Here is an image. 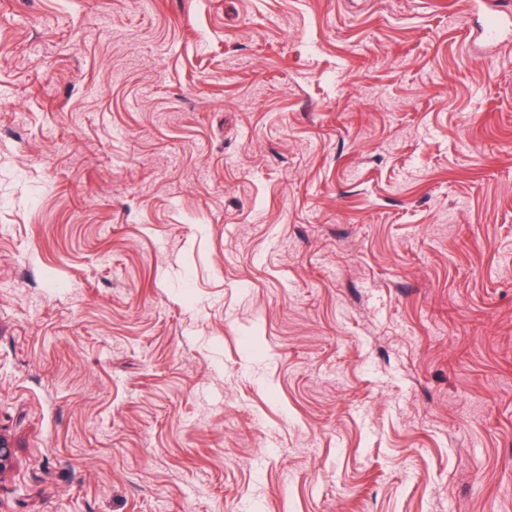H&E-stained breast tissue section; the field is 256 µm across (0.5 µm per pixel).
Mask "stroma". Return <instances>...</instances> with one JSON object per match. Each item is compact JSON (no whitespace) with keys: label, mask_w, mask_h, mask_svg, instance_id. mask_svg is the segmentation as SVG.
I'll return each instance as SVG.
<instances>
[{"label":"stroma","mask_w":512,"mask_h":512,"mask_svg":"<svg viewBox=\"0 0 512 512\" xmlns=\"http://www.w3.org/2000/svg\"><path fill=\"white\" fill-rule=\"evenodd\" d=\"M483 21L0 0V512H512Z\"/></svg>","instance_id":"35a3bbf8"}]
</instances>
